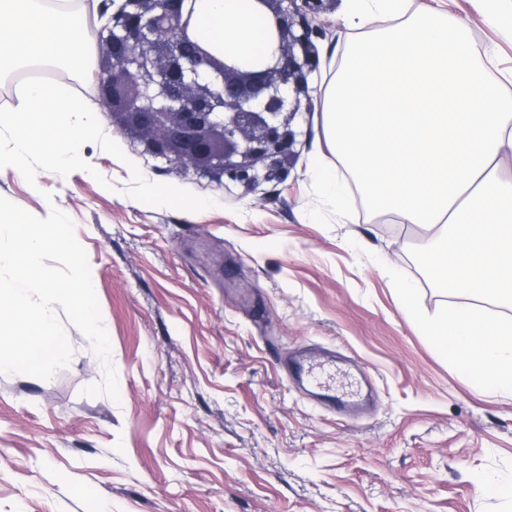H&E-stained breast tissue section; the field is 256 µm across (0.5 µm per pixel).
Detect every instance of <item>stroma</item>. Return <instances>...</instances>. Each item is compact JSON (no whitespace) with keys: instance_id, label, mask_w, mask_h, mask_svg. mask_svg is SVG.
I'll return each instance as SVG.
<instances>
[{"instance_id":"obj_1","label":"stroma","mask_w":512,"mask_h":512,"mask_svg":"<svg viewBox=\"0 0 512 512\" xmlns=\"http://www.w3.org/2000/svg\"><path fill=\"white\" fill-rule=\"evenodd\" d=\"M98 5L83 0L75 22L92 44L88 69L56 79L124 159L88 143L93 173L41 170L32 186L6 167L0 197L73 220L119 397L86 395L104 367L69 323L72 356L50 379L0 375V512H97L83 485L112 512H512L476 481L512 475V399L476 393L423 335L421 318L453 298L418 259L423 230L353 195L338 205L315 173L337 164L315 110L298 116L304 136L288 180L264 192L158 171L100 101ZM441 6L493 48V75L512 73V10L494 27L471 0ZM319 22L314 96L358 33L342 0H328ZM136 168L215 205L140 203L124 193ZM401 282L414 290L413 312L400 307ZM306 347L319 352L311 383L287 364Z\"/></svg>"}]
</instances>
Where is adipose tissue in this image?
<instances>
[{"label": "adipose tissue", "mask_w": 512, "mask_h": 512, "mask_svg": "<svg viewBox=\"0 0 512 512\" xmlns=\"http://www.w3.org/2000/svg\"><path fill=\"white\" fill-rule=\"evenodd\" d=\"M238 0H206L201 35L216 46L261 33ZM0 66L83 68L73 0H0ZM491 52L462 22L431 8L360 39L322 91L327 146L354 176L366 208L425 232L423 260L454 295L421 325L482 393L512 398V92L485 67Z\"/></svg>", "instance_id": "ef3b65f1"}]
</instances>
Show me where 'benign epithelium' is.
Listing matches in <instances>:
<instances>
[{
  "instance_id": "obj_1",
  "label": "benign epithelium",
  "mask_w": 512,
  "mask_h": 512,
  "mask_svg": "<svg viewBox=\"0 0 512 512\" xmlns=\"http://www.w3.org/2000/svg\"><path fill=\"white\" fill-rule=\"evenodd\" d=\"M201 2L122 0L98 34L102 103L155 160L247 192L281 184L299 156L295 119L311 106L323 0H254L266 18L258 55L203 39Z\"/></svg>"
}]
</instances>
